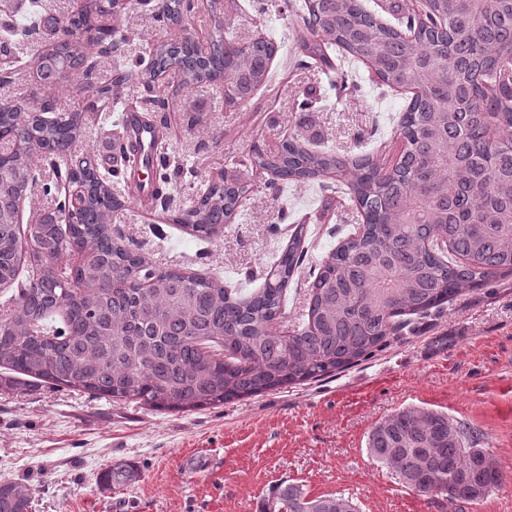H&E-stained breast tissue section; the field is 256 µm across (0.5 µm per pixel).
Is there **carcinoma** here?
<instances>
[{
  "label": "carcinoma",
  "mask_w": 512,
  "mask_h": 512,
  "mask_svg": "<svg viewBox=\"0 0 512 512\" xmlns=\"http://www.w3.org/2000/svg\"><path fill=\"white\" fill-rule=\"evenodd\" d=\"M113 0H88L66 21L65 39L34 64L43 80L95 92L112 111V85H96L81 50L89 35L112 52L114 29L99 24ZM190 0H166L159 19L175 24ZM297 42L326 68L365 65L378 85L412 96L394 135L401 152L390 166L372 154L313 149L299 136L274 155L254 153L276 187L318 185L354 202L361 223L309 274L308 297L286 335L272 331L304 257L303 224L268 271L263 287H224L211 276L156 269L112 232L125 194L91 155L69 161L89 121L86 112L45 114L36 104L0 103V291L16 288L0 318V368L114 401L170 412L203 410L301 385L370 356L408 316L438 311L463 292L512 276V0H399L394 21L364 0H291ZM278 47L259 37L241 46L215 22L205 55L192 42L153 43L148 63L126 76L144 83L175 70L186 85L221 80L244 102L270 82ZM54 179L45 192L84 188L71 223L66 205L36 221L35 248L21 275L19 224L32 166ZM335 176L330 187L321 183ZM248 185L226 171L201 185L189 210L168 220L209 238L231 223ZM69 250L83 262L66 270ZM482 437L448 414L397 410L371 430L367 448L399 482L422 494L477 503L503 485ZM128 462L112 465L114 486L136 480ZM32 492L0 482V512H30ZM264 512H355L336 493L310 497L279 484Z\"/></svg>",
  "instance_id": "cac0c4a2"
}]
</instances>
